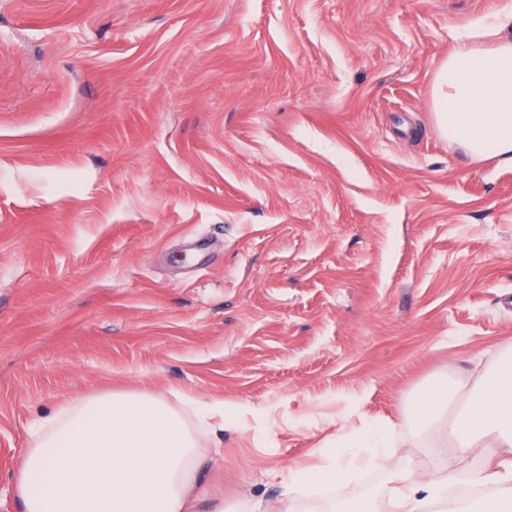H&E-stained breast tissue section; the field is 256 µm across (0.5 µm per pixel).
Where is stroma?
<instances>
[{
    "mask_svg": "<svg viewBox=\"0 0 512 512\" xmlns=\"http://www.w3.org/2000/svg\"><path fill=\"white\" fill-rule=\"evenodd\" d=\"M512 0H0V512L27 426L150 387L239 407L209 497L512 356V167L438 132L456 36Z\"/></svg>",
    "mask_w": 512,
    "mask_h": 512,
    "instance_id": "35a3bbf8",
    "label": "stroma"
}]
</instances>
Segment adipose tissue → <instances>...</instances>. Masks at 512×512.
<instances>
[{"label":"adipose tissue","mask_w":512,"mask_h":512,"mask_svg":"<svg viewBox=\"0 0 512 512\" xmlns=\"http://www.w3.org/2000/svg\"><path fill=\"white\" fill-rule=\"evenodd\" d=\"M433 112L439 133L470 158L495 157L512 166V10L491 27L457 37L437 68ZM452 399L436 388L416 405L423 429L436 434L434 452L451 446L471 455L489 440L512 448V361L483 379L450 419ZM227 412L213 403L196 409L191 422L149 389L72 399L29 425L28 448L14 475L22 512H194L204 464L198 428ZM351 445L350 455H334L316 471L285 476L281 512H292L297 496L319 499L352 470L370 467L386 474L389 512H482L480 502L449 497L457 471L417 480L383 426H369ZM468 480L488 490L499 512H512V459L472 471Z\"/></svg>","instance_id":"adipose-tissue-1"}]
</instances>
